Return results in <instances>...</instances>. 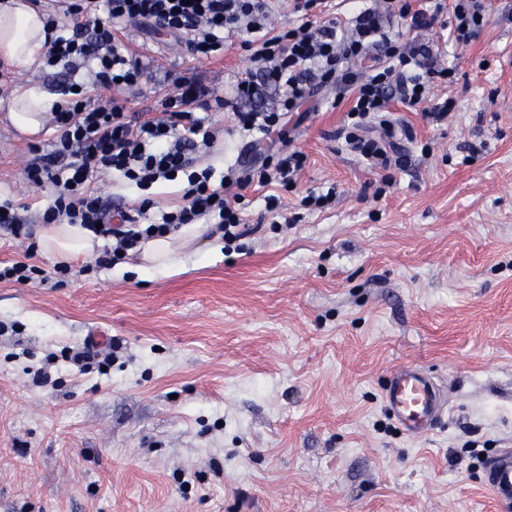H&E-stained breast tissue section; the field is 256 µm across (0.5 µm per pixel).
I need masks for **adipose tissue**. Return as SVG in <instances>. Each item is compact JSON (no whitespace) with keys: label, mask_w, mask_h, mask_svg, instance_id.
Segmentation results:
<instances>
[{"label":"adipose tissue","mask_w":512,"mask_h":512,"mask_svg":"<svg viewBox=\"0 0 512 512\" xmlns=\"http://www.w3.org/2000/svg\"><path fill=\"white\" fill-rule=\"evenodd\" d=\"M45 50L43 22L29 0H0V54L24 70L42 65ZM56 100L41 85L27 82L17 85L11 97L0 101L12 126L21 135L35 137L44 128L45 116ZM209 231L205 224H187L178 233L146 241L141 250L142 273L176 267V246L180 238L202 237ZM40 251L47 257L68 261L91 253L98 246L95 234L77 224H48L38 236Z\"/></svg>","instance_id":"adipose-tissue-1"}]
</instances>
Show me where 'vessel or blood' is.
<instances>
[{
    "label": "vessel or blood",
    "mask_w": 512,
    "mask_h": 512,
    "mask_svg": "<svg viewBox=\"0 0 512 512\" xmlns=\"http://www.w3.org/2000/svg\"><path fill=\"white\" fill-rule=\"evenodd\" d=\"M392 416L409 434L422 435L442 421L445 397L434 379L414 364L394 369L383 393ZM485 484L500 512H512V448H503L486 464Z\"/></svg>",
    "instance_id": "b4317fda"
}]
</instances>
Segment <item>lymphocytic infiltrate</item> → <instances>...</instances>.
Segmentation results:
<instances>
[{
    "label": "lymphocytic infiltrate",
    "instance_id": "obj_1",
    "mask_svg": "<svg viewBox=\"0 0 512 512\" xmlns=\"http://www.w3.org/2000/svg\"><path fill=\"white\" fill-rule=\"evenodd\" d=\"M278 7V0H61L67 31L57 34L59 20L47 19L45 64L71 75L88 70L98 95L77 97L65 86L68 100L52 113L57 135L50 150H30L23 161L31 187L55 189L42 223L78 224L109 239L96 259L100 265L206 217L222 225L225 244H233L244 221L240 198L225 196L211 170L196 167L199 149L219 135L207 112L232 109L239 127L262 142L299 102L323 89L352 99L344 134L353 152L384 168L405 166L406 155L388 152L385 140L367 135L370 118L394 99L409 107L430 103L434 120L447 117L449 104L435 100L434 89L455 71L419 33L444 18L454 41L464 45L485 15V0H452L448 6L442 0H373L345 21L324 18L325 0H294L300 23L278 27ZM138 22L187 37L200 59L216 57L226 40L240 38L250 66L227 96L196 71L167 74L162 98L128 113L120 94L137 88L145 66L126 45L123 26ZM304 164L301 152L282 151L238 170L235 182L285 186ZM114 174L142 190L185 179L183 202L160 222L142 223L143 209H126L94 189V180Z\"/></svg>",
    "mask_w": 512,
    "mask_h": 512
}]
</instances>
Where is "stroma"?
Wrapping results in <instances>:
<instances>
[{"label": "stroma", "mask_w": 512, "mask_h": 512, "mask_svg": "<svg viewBox=\"0 0 512 512\" xmlns=\"http://www.w3.org/2000/svg\"><path fill=\"white\" fill-rule=\"evenodd\" d=\"M126 42L148 69L126 109L196 69L228 87L239 44L212 61L154 25ZM445 65L447 121L391 102L382 120L408 157L370 167L339 131L350 99L299 103L279 133L307 156L268 212L243 189L245 234L185 242L181 267L136 273L138 253L61 285L0 283V512H494L487 460L512 448V0H487L466 45L426 31ZM204 157L214 178L255 154L232 110ZM56 132L20 135L0 116V198L43 209L21 160ZM184 180L141 191L96 182L148 221L176 205ZM337 186L321 211L311 190ZM98 340L108 375L66 362L52 381L27 374L51 353ZM433 373L448 402L422 436L388 414L391 371Z\"/></svg>", "instance_id": "1"}]
</instances>
